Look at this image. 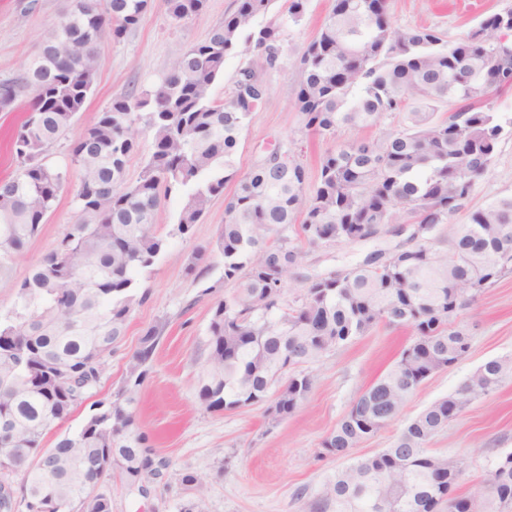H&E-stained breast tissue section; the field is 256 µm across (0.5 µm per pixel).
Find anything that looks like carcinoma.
<instances>
[{
	"label": "carcinoma",
	"instance_id": "carcinoma-1",
	"mask_svg": "<svg viewBox=\"0 0 512 512\" xmlns=\"http://www.w3.org/2000/svg\"><path fill=\"white\" fill-rule=\"evenodd\" d=\"M207 0H163L176 21L199 16ZM274 0H236L208 38L175 59L152 91L112 100L73 140L69 155L81 172L73 196L76 219L57 246L17 285V305L0 322V448L24 455L0 460L20 474L28 512H112V499H86L112 468L131 490L158 475L148 435L135 416L160 328H149L112 401L97 404L76 433L42 441L94 388L106 359L126 335L134 308L147 299L134 273L151 266L164 240L155 230L162 198L185 192L173 231L187 235L210 202L236 189L216 247L224 258L230 298L214 302L197 398L210 411L262 403L293 414L314 377L303 366L379 324L405 327L415 339L396 364L368 387L323 440L326 454L351 455L386 428L436 371L461 359L470 337L458 312L501 277L512 274V196L455 216L488 171L504 132L490 88L512 87V15H485L451 42L436 30L400 28L388 0H333L301 58L293 88L304 128L336 135L342 126L374 127L386 114L401 126L330 149L310 186L304 165L287 149L259 158L244 174L232 161L242 131L261 104L256 76L276 66L283 31L299 22L309 0H288L286 14L258 27ZM148 0H75L69 23L41 33L40 54L16 81L0 82V109L19 89L32 98L11 152L20 166L0 179V279L55 208L67 171L39 160L72 125L92 93L100 41L139 27ZM244 52L222 103L210 91L225 57ZM412 98L421 105L404 111ZM448 117L434 119L438 104ZM153 148L138 178L126 179L138 125ZM390 224L427 230L390 252L375 251L355 267L307 279L296 304L284 299L288 271L303 252L288 229L311 246L366 241ZM448 225V233L438 226ZM279 366L273 378L268 367ZM512 378V357L482 364L454 393L408 422L392 446L356 459L329 480L315 512H512V452L487 472L484 488L457 492L461 458L432 455L427 443L474 399ZM178 512H204L203 478L183 471Z\"/></svg>",
	"mask_w": 512,
	"mask_h": 512
}]
</instances>
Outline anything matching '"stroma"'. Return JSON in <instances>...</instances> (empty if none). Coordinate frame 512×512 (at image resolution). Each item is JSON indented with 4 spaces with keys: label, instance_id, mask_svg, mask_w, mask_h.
Segmentation results:
<instances>
[{
    "label": "stroma",
    "instance_id": "35a3bbf8",
    "mask_svg": "<svg viewBox=\"0 0 512 512\" xmlns=\"http://www.w3.org/2000/svg\"><path fill=\"white\" fill-rule=\"evenodd\" d=\"M331 4L332 0H309L304 18L289 25L285 33L278 63L262 72L269 94L242 134L234 156L239 172H247L264 147L289 144L313 182L327 150L377 135L374 127H345L333 138L308 132L295 106L292 90L299 81L302 52L316 36ZM233 5L234 0H207L203 15L178 23L166 13L163 0H152L137 29L120 42H102L94 90L70 129L47 152L46 163L64 165L70 141L114 98L153 90L187 46L204 40ZM510 6L512 0L389 2L396 26L429 27L451 41L465 35L485 13ZM72 7V0H0V82L21 76L25 64L40 52V32L65 19ZM29 97L28 90H21L17 110L0 112V178L18 173L10 151L11 136L24 118L22 108ZM78 182V168H70L69 183L54 211L38 236L14 259L9 278L0 281L1 318L14 307L16 283L56 246L68 224L73 223L72 197ZM235 188L232 181L225 185L223 196L211 202L188 237L173 231L183 194L174 193L162 201L156 230L165 241L164 250L153 266L135 275L138 291L147 292L148 298L132 312L126 336L108 357L106 371L91 390L88 402L75 408L61 426L63 432H77L90 413L91 403L112 399L143 333L160 326L162 332L141 387L136 419L164 465L159 475L150 479L144 495L129 490L120 472H113L107 483L112 512H177L180 495L176 475L186 470L207 483L205 512H313L311 505L327 480L345 465L344 460L325 455L323 439L413 340L410 329L380 325L332 349L310 365L314 386L299 409L286 418L275 417L265 403L217 412L205 410L197 400V380L204 364L202 348L211 307L215 299L232 292L224 282V260L214 245L226 217L225 199ZM507 196H512L510 133L499 141L494 160L468 205L478 207ZM401 243L400 237L382 234L333 247L303 246L301 265L287 276L285 299L291 302L299 297L307 277L354 267L369 252L392 250ZM201 247L210 251L201 275L187 276V259ZM459 322L470 336L467 354L434 373L410 397L398 418L353 449L352 457L390 447L413 417L431 402L455 392L483 363L512 357V275L486 288L462 311ZM428 449L437 455L464 459L466 468L459 490H479L488 469L501 455L512 452V381L470 403L431 439Z\"/></svg>",
    "mask_w": 512,
    "mask_h": 512
}]
</instances>
